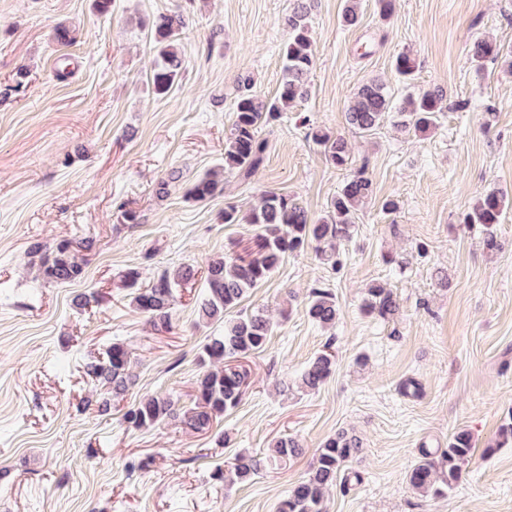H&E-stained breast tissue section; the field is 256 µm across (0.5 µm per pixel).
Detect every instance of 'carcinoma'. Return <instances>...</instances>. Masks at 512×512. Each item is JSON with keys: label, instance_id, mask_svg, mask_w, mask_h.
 I'll return each mask as SVG.
<instances>
[{"label": "carcinoma", "instance_id": "obj_1", "mask_svg": "<svg viewBox=\"0 0 512 512\" xmlns=\"http://www.w3.org/2000/svg\"><path fill=\"white\" fill-rule=\"evenodd\" d=\"M314 0H293L287 25L291 31L281 54L282 80L277 94L268 99L253 91L254 80L245 74L237 78L239 95L234 102L233 118L225 131L224 167L211 170L196 179L188 190L195 201H204L224 192V173L236 171L250 175L263 161L267 149L264 129L274 125L286 112L308 98L311 86L309 75L315 65L309 15ZM360 20V0H345L341 23L352 27ZM186 30V20L179 12L163 13L153 24V39L157 58L150 82L154 92L166 95L182 80L184 60L179 41ZM469 54L477 71L488 63H499L512 69V55L492 37L475 39ZM395 70L405 81L413 79L417 61L408 53L397 55ZM443 90L436 88L417 95H406L394 103L385 84L371 78L354 92L345 113L346 122L365 135L375 132L396 113L399 125L408 131L425 134L435 127L438 113L443 109ZM310 136L323 148L327 163L347 170L346 180L331 198L321 218L312 220L308 211L288 195L268 191L259 204L243 216L234 205L224 208V223L246 222L255 227L257 252L244 259L218 258L207 263L204 271L192 264L166 269L145 288L138 287L140 271L129 268L124 281L134 289L133 306L145 314L154 328L169 330L177 288L203 273L205 293L199 303V317L205 321L224 322V335L213 336L202 346L201 358L210 365L197 379L192 405L181 406L173 397L146 395L134 401L122 413V420L136 430L149 429L165 420H177L194 433H207L214 419L234 410L241 402L250 376L239 361L264 350L276 323L260 310L238 309L247 294L267 281L279 268L285 256L314 246L319 258L332 269L342 264L339 246L353 235L355 218L360 209L372 200L374 186L364 169H349L351 151L348 142L316 129ZM512 200L497 191L480 195L474 205L464 212V224L484 227V248H499L493 226L500 223ZM31 252L39 256L38 275L47 283L63 284L81 278L82 263L74 242L63 239L51 245L36 244ZM368 312L389 319L399 311L393 292L380 283L366 289L364 301ZM306 312L318 326L330 329L336 325L340 307L332 290L322 283L311 288ZM336 354L330 349L317 354L302 371L298 387L304 392L318 391L332 375ZM87 376L94 382L112 389V394H125L135 383L132 361L127 346L112 343L104 355L88 362ZM272 456L288 459L301 452L298 441L288 435L270 444ZM361 452L360 441L346 431H338L321 444L311 465L309 475L288 489L278 512H326V491L336 484L341 472ZM473 454L470 434L458 431L448 439L441 451L420 449V459L408 471V484L423 496H438L451 490L461 479L463 467ZM260 462L251 455L238 454L215 470L216 480L227 488L253 481Z\"/></svg>", "mask_w": 512, "mask_h": 512}]
</instances>
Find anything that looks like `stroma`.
Listing matches in <instances>:
<instances>
[{"mask_svg":"<svg viewBox=\"0 0 512 512\" xmlns=\"http://www.w3.org/2000/svg\"><path fill=\"white\" fill-rule=\"evenodd\" d=\"M292 3L113 0L104 15L94 0H0V512H277L321 441L342 429L363 449L326 512H512V446H495L512 411V208L495 253L479 226L459 221L484 191L512 196V73L496 64L476 73L468 57L479 37L512 47V0H394L386 18L377 0H362L353 28L340 21L344 0H316L309 97L266 130L251 177L228 175L224 194L188 200L192 182L224 162L237 77L250 73L258 93L275 95ZM177 10L188 23L183 79L159 96L152 25ZM61 27L73 44L57 41ZM402 52L418 63L407 83L394 71ZM65 57L73 65L60 78ZM372 77L396 99L441 88L447 108L421 138L392 118L361 136L345 110ZM312 125L344 136L375 188L341 267L308 248L247 295L244 309L282 306L288 317L247 360L251 386L210 433L174 421L126 427L120 405L101 410L105 389L85 364L125 342L137 380L123 403L172 390L187 406L200 348L223 325L200 321L198 279L178 288L172 329L156 330L131 304L124 270L139 269L146 285L166 268L255 252L252 226L225 223L224 208L248 213L267 191L322 216L344 175L307 138ZM388 198L398 204L389 215ZM63 238L81 243L83 277L44 283L28 248ZM318 280L342 310L330 330L305 313ZM375 281L400 303L392 319L362 308ZM81 294L94 295L88 308L76 307ZM328 347L335 373L318 392L301 391L298 374ZM460 430L474 444L462 479L420 496L406 482L420 448L447 447ZM287 434L302 452L280 462L266 448ZM239 452L259 454L260 471L228 491L210 473Z\"/></svg>","mask_w":512,"mask_h":512,"instance_id":"stroma-1","label":"stroma"}]
</instances>
